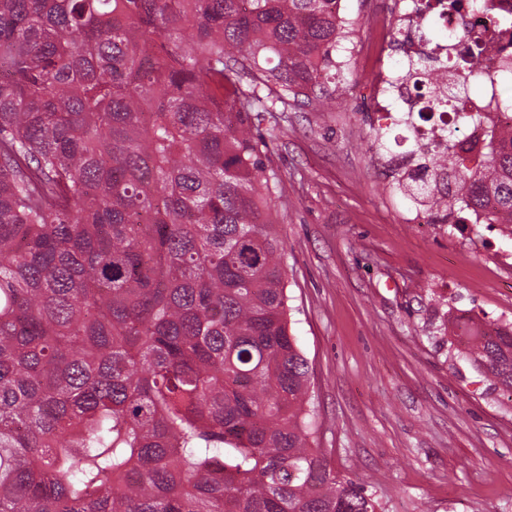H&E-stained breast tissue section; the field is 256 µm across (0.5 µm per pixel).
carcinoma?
<instances>
[{
	"mask_svg": "<svg viewBox=\"0 0 512 512\" xmlns=\"http://www.w3.org/2000/svg\"><path fill=\"white\" fill-rule=\"evenodd\" d=\"M0 0V512H375L329 467L262 211L258 92L336 79V0ZM410 61L429 108L477 61ZM398 189L512 224V131ZM512 394V325L457 319Z\"/></svg>",
	"mask_w": 512,
	"mask_h": 512,
	"instance_id": "carcinoma-1",
	"label": "carcinoma"
}]
</instances>
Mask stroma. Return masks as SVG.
<instances>
[{
    "label": "stroma",
    "mask_w": 512,
    "mask_h": 512,
    "mask_svg": "<svg viewBox=\"0 0 512 512\" xmlns=\"http://www.w3.org/2000/svg\"><path fill=\"white\" fill-rule=\"evenodd\" d=\"M336 56L327 99L275 104L261 125L315 445L377 512H512V394L448 334L460 316L512 323V270L495 262L512 239L484 223H403L412 202L376 157L413 143L379 127L364 56L346 42Z\"/></svg>",
    "instance_id": "stroma-1"
}]
</instances>
